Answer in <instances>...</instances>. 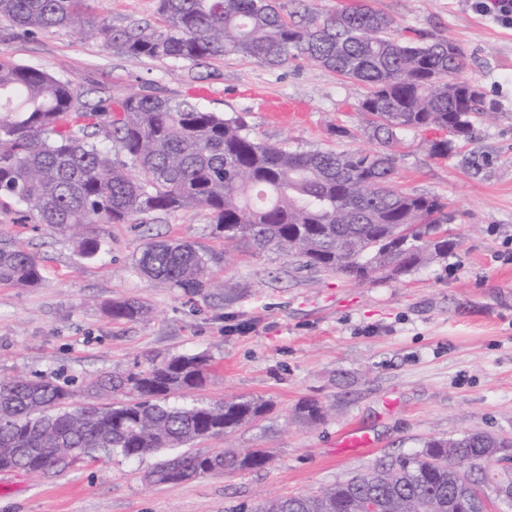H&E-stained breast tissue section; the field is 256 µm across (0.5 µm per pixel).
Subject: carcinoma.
<instances>
[{"label": "carcinoma", "mask_w": 512, "mask_h": 512, "mask_svg": "<svg viewBox=\"0 0 512 512\" xmlns=\"http://www.w3.org/2000/svg\"><path fill=\"white\" fill-rule=\"evenodd\" d=\"M89 0H0V19L16 33L84 28L112 52L159 61L199 62L239 55L280 68L296 59L366 87L357 111L363 133L380 149H292L252 136L244 117H226L192 98L154 89L88 104L69 80L49 70L0 60V205L23 207L20 221L80 234L81 254L100 251L91 228L144 225L161 212H207L224 246L245 244L294 258L304 267L349 279L398 276L443 260L458 245L447 237L454 213L444 198L396 188L394 144L409 132L441 130L430 157L449 159L473 139L487 113L484 92L462 78L465 54L446 36L399 28L395 19L355 2L333 13L279 0H158L160 26H114L88 11ZM214 257L184 239L147 240L136 259L147 277L188 295L227 294ZM38 260L20 245L0 246V283L36 286ZM116 320L144 317L147 306L115 301ZM207 359L180 354L124 373L82 382L83 400L53 380L0 377V470L59 472L72 456L103 450L127 459L161 455L149 482L179 485L182 474L222 475L260 469L263 450L219 456L187 447L269 412L261 399L224 398L172 405L169 398L203 385ZM325 407L303 402L312 424ZM512 439L484 432L430 440L316 495L264 499L254 512H461L482 485L512 491V465L490 462Z\"/></svg>", "instance_id": "cac0c4a2"}]
</instances>
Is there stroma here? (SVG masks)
<instances>
[{
	"label": "stroma",
	"instance_id": "stroma-1",
	"mask_svg": "<svg viewBox=\"0 0 512 512\" xmlns=\"http://www.w3.org/2000/svg\"><path fill=\"white\" fill-rule=\"evenodd\" d=\"M475 2L375 0L401 27L455 40L466 55L463 78L494 106L462 150L480 157V173L455 157H430L423 141L435 138L432 130L408 134L395 148L399 187L453 204L450 229L461 244L447 260L350 281L273 253L225 251L197 209L159 215L145 229L102 225L101 250L87 259L76 240L0 207V244L23 245L43 276L34 287L0 283V376H44L75 388L101 371L202 354L206 383L171 403L237 396L272 404L266 416L193 446L198 453L262 448L271 456L263 469L155 485L146 474L156 457L129 461L96 450L61 472L0 471V512H250L261 499L317 493L432 439L512 437V25ZM93 7L116 26L158 24L157 0H94ZM1 59L48 68L90 103L153 86L211 112L246 116L267 142L376 148L350 137L365 126L355 109L363 86L302 59L275 69L238 56L161 62L107 52L66 30L27 38L0 21ZM340 127L348 136H337ZM148 235L225 254L215 274L234 288L232 299L188 296L142 275L135 258ZM119 299L142 301L150 312L112 320L106 307ZM305 400L321 402L327 416L299 422ZM351 428L366 431L372 447L341 452Z\"/></svg>",
	"mask_w": 512,
	"mask_h": 512
}]
</instances>
